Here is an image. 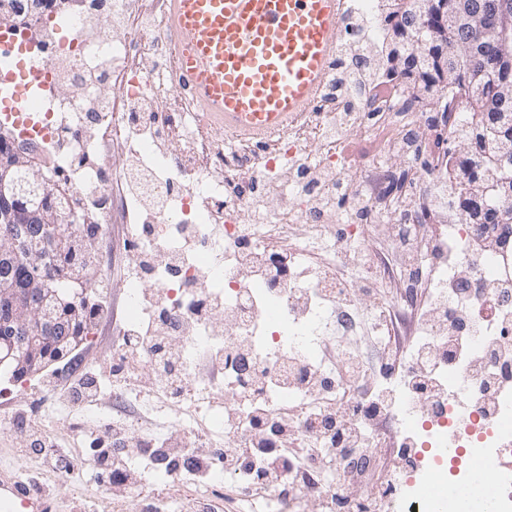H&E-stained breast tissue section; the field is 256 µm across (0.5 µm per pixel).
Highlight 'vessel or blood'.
I'll list each match as a JSON object with an SVG mask.
<instances>
[{
  "label": "vessel or blood",
  "mask_w": 512,
  "mask_h": 512,
  "mask_svg": "<svg viewBox=\"0 0 512 512\" xmlns=\"http://www.w3.org/2000/svg\"><path fill=\"white\" fill-rule=\"evenodd\" d=\"M182 87L224 127L255 139L286 127L323 89L342 0H171ZM26 89L0 115L20 123Z\"/></svg>",
  "instance_id": "b4317fda"
}]
</instances>
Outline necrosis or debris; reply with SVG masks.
Instances as JSON below:
<instances>
[{"label":"necrosis or debris","mask_w":512,"mask_h":512,"mask_svg":"<svg viewBox=\"0 0 512 512\" xmlns=\"http://www.w3.org/2000/svg\"><path fill=\"white\" fill-rule=\"evenodd\" d=\"M344 3L335 74L386 45L382 0ZM14 12L0 32L46 79L16 142L48 161L76 223L125 225L135 258L113 324V480L75 488L81 512H215L171 508L175 482L282 512L298 495L320 512H512L496 473L512 450V234L464 209L477 185L444 144L477 113L452 94L446 122L425 124L435 101L382 70L255 142L179 89L168 0ZM159 397L179 413L158 428ZM450 443L467 457L453 482ZM385 447L387 479L348 499L349 459Z\"/></svg>","instance_id":"1"}]
</instances>
